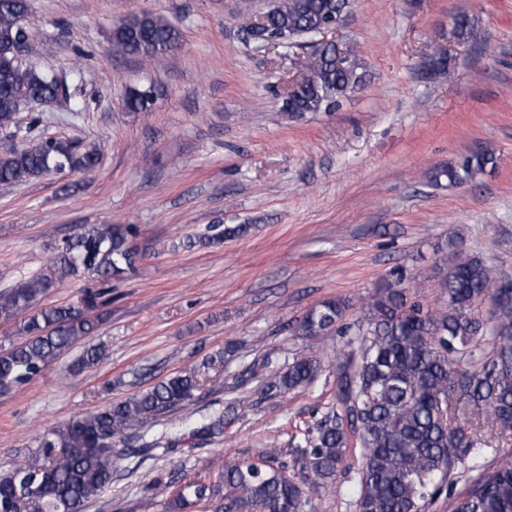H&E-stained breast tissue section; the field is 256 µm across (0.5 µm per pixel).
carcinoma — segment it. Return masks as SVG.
<instances>
[{
    "instance_id": "carcinoma-1",
    "label": "carcinoma",
    "mask_w": 512,
    "mask_h": 512,
    "mask_svg": "<svg viewBox=\"0 0 512 512\" xmlns=\"http://www.w3.org/2000/svg\"><path fill=\"white\" fill-rule=\"evenodd\" d=\"M351 0H293L286 10L268 11L252 41L307 37L348 17ZM31 0H0V127L7 128L22 96L58 98L60 75L20 64L13 46L27 30ZM452 35L476 42L479 32L465 12L453 18ZM178 30L144 12L116 24L112 49L145 62L174 47ZM319 61L308 66L299 89L284 99L283 111L295 115L330 111L362 82L361 64L339 41L314 47ZM344 60L345 65L337 64ZM152 94L134 89L126 96L132 112H147ZM493 151H480L446 167L431 180L458 187L496 166ZM98 162L94 148L60 138L37 139L0 155V184L27 182L53 170L89 172ZM249 224H213L208 233L184 242L210 248L246 235ZM133 224L93 225L65 241L51 261L52 270L0 292V316L27 314L18 333L23 339L0 349V390L28 383L63 351L96 329L83 309L108 302L112 280L132 271L138 256ZM84 274L101 283L88 290L80 306L38 308L41 297L63 279ZM438 286L448 309L432 311L410 299L407 289L388 283L361 301V320L339 365L337 406L323 412L291 450L290 463L271 453L259 463L226 458L214 463L212 476L191 479L169 496L166 512H194L205 503L210 512H309L322 490L333 486L349 448L345 416L358 418L362 459L358 471L357 512H426L446 494L448 512H512V456L487 459L482 452L492 437L512 430V301L487 313L485 300L512 296V280L496 265L456 249ZM348 303L328 300L307 312L294 327L296 336L349 332L342 325ZM106 359L105 349L88 346L76 370ZM320 363L301 352L284 368L262 375L260 389L286 394L313 383ZM201 388L198 376L183 372L125 400L47 430L36 449L0 475V512H85L102 498L131 454L146 455L164 445L177 447L185 435L205 443L224 433L247 397H238L200 422L185 419L188 433L163 434L128 452L118 450L126 434L191 405ZM468 479L463 489L445 487L456 465Z\"/></svg>"
}]
</instances>
